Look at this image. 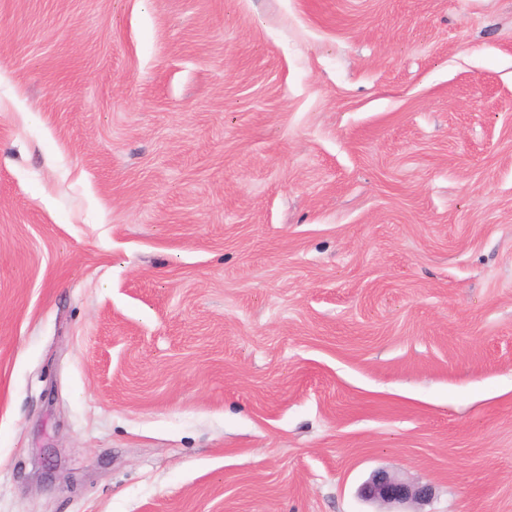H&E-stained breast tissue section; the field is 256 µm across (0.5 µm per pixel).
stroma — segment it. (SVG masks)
<instances>
[{
    "mask_svg": "<svg viewBox=\"0 0 512 512\" xmlns=\"http://www.w3.org/2000/svg\"><path fill=\"white\" fill-rule=\"evenodd\" d=\"M512 512V0H0V512ZM364 500L399 509L411 502L427 501L432 495L431 485H416L384 470L374 471L359 488Z\"/></svg>",
    "mask_w": 512,
    "mask_h": 512,
    "instance_id": "35a3bbf8",
    "label": "stroma"
}]
</instances>
